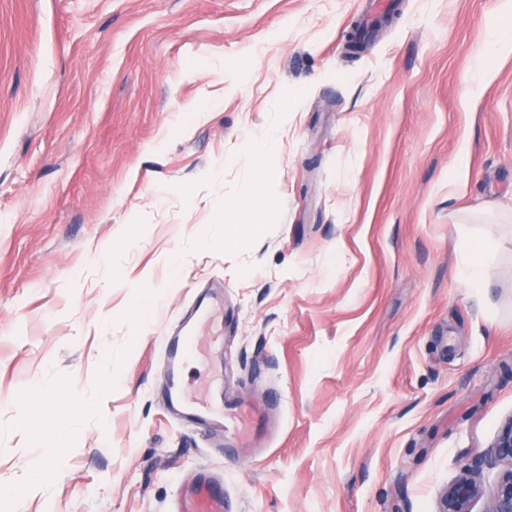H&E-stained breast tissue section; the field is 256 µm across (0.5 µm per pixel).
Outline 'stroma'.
<instances>
[{
  "label": "stroma",
  "instance_id": "stroma-1",
  "mask_svg": "<svg viewBox=\"0 0 512 512\" xmlns=\"http://www.w3.org/2000/svg\"><path fill=\"white\" fill-rule=\"evenodd\" d=\"M364 6L0 0V512H173L202 467L230 512H436L489 449L512 416V5L394 0L351 59ZM219 284L224 338L182 382L278 424L231 460L161 402L162 342Z\"/></svg>",
  "mask_w": 512,
  "mask_h": 512
}]
</instances>
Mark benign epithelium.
Returning <instances> with one entry per match:
<instances>
[{
  "mask_svg": "<svg viewBox=\"0 0 512 512\" xmlns=\"http://www.w3.org/2000/svg\"><path fill=\"white\" fill-rule=\"evenodd\" d=\"M506 465L483 512H512V417L500 429L490 450L461 467L460 474L440 492L438 512H473L483 497V468Z\"/></svg>",
  "mask_w": 512,
  "mask_h": 512,
  "instance_id": "1",
  "label": "benign epithelium"
}]
</instances>
